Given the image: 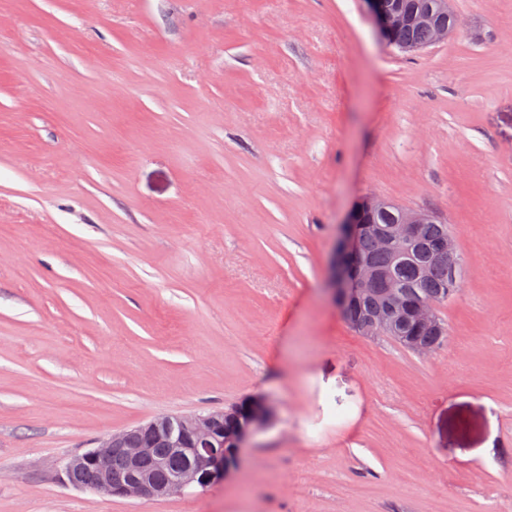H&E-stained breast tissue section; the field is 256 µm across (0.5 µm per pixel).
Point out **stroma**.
Wrapping results in <instances>:
<instances>
[{"label":"stroma","mask_w":512,"mask_h":512,"mask_svg":"<svg viewBox=\"0 0 512 512\" xmlns=\"http://www.w3.org/2000/svg\"><path fill=\"white\" fill-rule=\"evenodd\" d=\"M452 7L410 55L364 0H0V512H512V0ZM365 194L454 233L432 356L334 307ZM254 392L224 482L66 480Z\"/></svg>","instance_id":"1"}]
</instances>
